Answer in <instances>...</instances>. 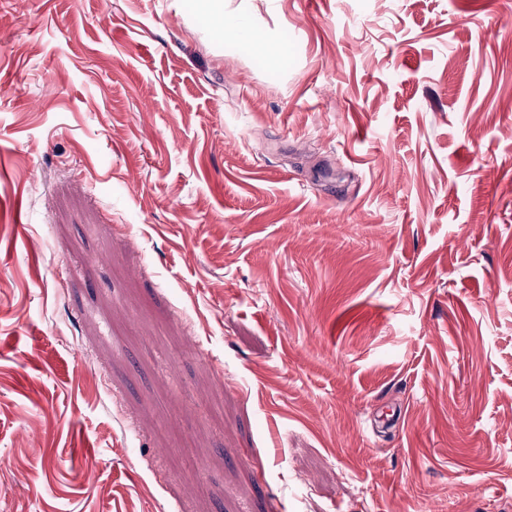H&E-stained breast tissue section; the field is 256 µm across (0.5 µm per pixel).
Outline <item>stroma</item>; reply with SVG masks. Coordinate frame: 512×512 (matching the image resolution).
<instances>
[{
  "mask_svg": "<svg viewBox=\"0 0 512 512\" xmlns=\"http://www.w3.org/2000/svg\"><path fill=\"white\" fill-rule=\"evenodd\" d=\"M0 0V512H512V0ZM197 4L199 10L210 20L211 30L216 37L225 39L233 35L242 39L257 53L265 56L278 55V47L271 45L262 34L242 30L227 19L223 0H197Z\"/></svg>",
  "mask_w": 512,
  "mask_h": 512,
  "instance_id": "1",
  "label": "stroma"
}]
</instances>
